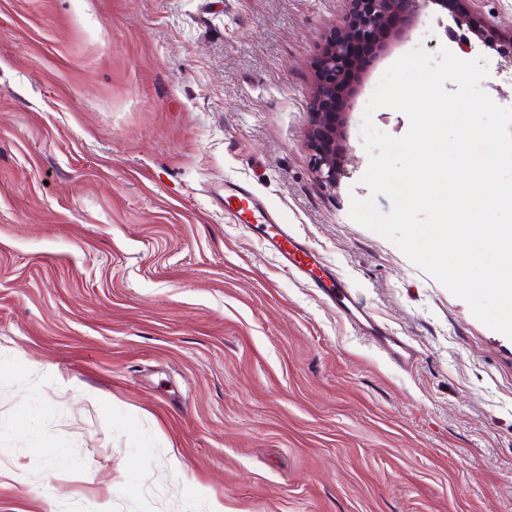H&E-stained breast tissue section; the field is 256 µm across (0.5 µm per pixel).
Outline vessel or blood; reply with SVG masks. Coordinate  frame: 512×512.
<instances>
[{
    "label": "vessel or blood",
    "mask_w": 512,
    "mask_h": 512,
    "mask_svg": "<svg viewBox=\"0 0 512 512\" xmlns=\"http://www.w3.org/2000/svg\"><path fill=\"white\" fill-rule=\"evenodd\" d=\"M224 206L241 223L263 224L267 245L284 268L317 288L340 313L350 317L358 329L369 333L390 358L400 364L411 363L414 349L410 343L379 328L369 315H356L355 302L349 290L328 287L318 274L321 267L319 256L305 241L291 233L287 225L279 222L277 215L269 210L251 186L239 183L225 185Z\"/></svg>",
    "instance_id": "obj_1"
}]
</instances>
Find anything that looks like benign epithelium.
<instances>
[{"label":"benign epithelium","mask_w":512,"mask_h":512,"mask_svg":"<svg viewBox=\"0 0 512 512\" xmlns=\"http://www.w3.org/2000/svg\"><path fill=\"white\" fill-rule=\"evenodd\" d=\"M350 8L344 29L323 52L313 91L314 112L308 142L315 152L317 172L323 182L336 181L340 165V138L345 111L354 107L350 91L355 70L361 65L358 47L380 45L390 36L412 27L431 0H348ZM460 27L495 48L504 65H512V34L504 36L484 19L464 10L455 14ZM341 111H336V108Z\"/></svg>","instance_id":"obj_1"}]
</instances>
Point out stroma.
I'll return each mask as SVG.
<instances>
[{"label": "stroma", "mask_w": 512, "mask_h": 512, "mask_svg": "<svg viewBox=\"0 0 512 512\" xmlns=\"http://www.w3.org/2000/svg\"><path fill=\"white\" fill-rule=\"evenodd\" d=\"M375 47L334 185L306 134L346 0H0V512H512V338L349 215L365 107L457 9ZM482 89L512 108V70ZM246 183L400 367L224 211ZM75 378L56 392L55 373Z\"/></svg>", "instance_id": "obj_1"}]
</instances>
